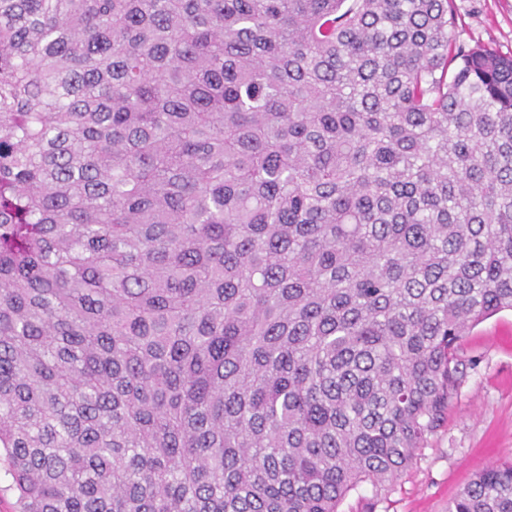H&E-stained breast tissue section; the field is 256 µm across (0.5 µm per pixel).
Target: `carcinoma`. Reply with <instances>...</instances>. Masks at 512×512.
Masks as SVG:
<instances>
[{"instance_id": "cac0c4a2", "label": "carcinoma", "mask_w": 512, "mask_h": 512, "mask_svg": "<svg viewBox=\"0 0 512 512\" xmlns=\"http://www.w3.org/2000/svg\"><path fill=\"white\" fill-rule=\"evenodd\" d=\"M451 0H0L16 512H339L512 310V56ZM448 512H512V458Z\"/></svg>"}]
</instances>
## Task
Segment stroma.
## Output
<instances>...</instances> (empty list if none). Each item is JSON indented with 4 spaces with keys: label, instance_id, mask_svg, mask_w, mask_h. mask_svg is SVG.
Masks as SVG:
<instances>
[{
    "label": "stroma",
    "instance_id": "1",
    "mask_svg": "<svg viewBox=\"0 0 512 512\" xmlns=\"http://www.w3.org/2000/svg\"><path fill=\"white\" fill-rule=\"evenodd\" d=\"M454 35L512 55V0H452ZM459 355L467 368L442 426L386 498L352 490L339 512H447L473 475L512 456V312L475 326Z\"/></svg>",
    "mask_w": 512,
    "mask_h": 512
}]
</instances>
